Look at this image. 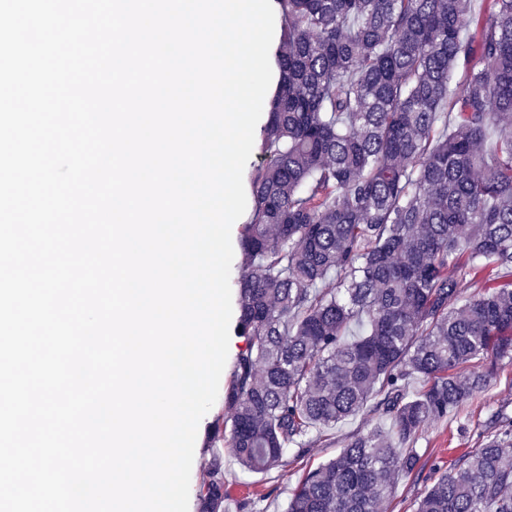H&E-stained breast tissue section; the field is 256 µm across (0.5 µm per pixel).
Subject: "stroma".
I'll use <instances>...</instances> for the list:
<instances>
[{"label":"stroma","instance_id":"obj_1","mask_svg":"<svg viewBox=\"0 0 512 512\" xmlns=\"http://www.w3.org/2000/svg\"><path fill=\"white\" fill-rule=\"evenodd\" d=\"M501 412L512 417V361L497 364L491 387L463 406L453 417L425 426L416 447L421 456L418 474L399 478L393 493L379 512H416L421 492L467 448L478 447L490 428V417ZM231 413L223 400H216L202 418L197 431L190 479L189 512H201L200 492L210 478V464L221 460L227 494L224 512H285L288 499L303 476L335 457L350 435L366 432L376 424L365 414L348 418L325 430L306 456L288 460L284 467L266 474L244 470L224 442Z\"/></svg>","mask_w":512,"mask_h":512}]
</instances>
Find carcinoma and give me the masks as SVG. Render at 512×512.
<instances>
[{
	"label": "carcinoma",
	"mask_w": 512,
	"mask_h": 512,
	"mask_svg": "<svg viewBox=\"0 0 512 512\" xmlns=\"http://www.w3.org/2000/svg\"><path fill=\"white\" fill-rule=\"evenodd\" d=\"M275 2L227 444L266 473L366 412L286 512H378L422 429L494 380L458 368L512 360V0ZM490 425L416 512H512V419ZM224 497L216 466L203 512Z\"/></svg>",
	"instance_id": "1"
}]
</instances>
